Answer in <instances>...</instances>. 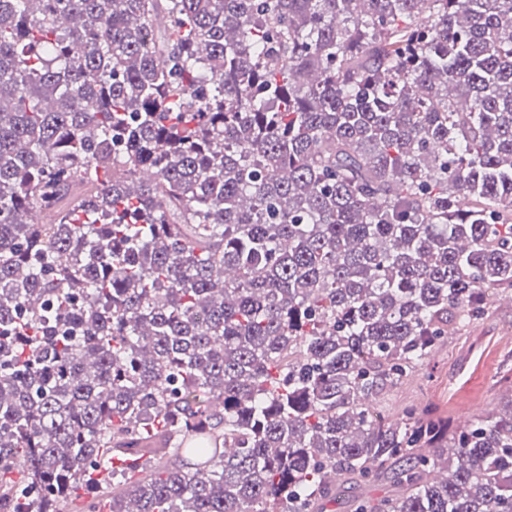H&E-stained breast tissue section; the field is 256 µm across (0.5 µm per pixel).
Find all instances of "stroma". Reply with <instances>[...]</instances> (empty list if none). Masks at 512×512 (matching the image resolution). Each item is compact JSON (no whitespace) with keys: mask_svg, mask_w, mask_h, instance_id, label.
Returning <instances> with one entry per match:
<instances>
[{"mask_svg":"<svg viewBox=\"0 0 512 512\" xmlns=\"http://www.w3.org/2000/svg\"><path fill=\"white\" fill-rule=\"evenodd\" d=\"M512 306L493 305L488 316L449 337L423 369L384 393L378 409L401 417L430 404L457 422L501 408L511 395Z\"/></svg>","mask_w":512,"mask_h":512,"instance_id":"1","label":"stroma"}]
</instances>
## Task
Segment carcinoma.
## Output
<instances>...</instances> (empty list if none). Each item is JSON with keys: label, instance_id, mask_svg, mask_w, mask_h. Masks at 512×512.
Instances as JSON below:
<instances>
[{"label": "carcinoma", "instance_id": "cac0c4a2", "mask_svg": "<svg viewBox=\"0 0 512 512\" xmlns=\"http://www.w3.org/2000/svg\"><path fill=\"white\" fill-rule=\"evenodd\" d=\"M511 294L512 0H0V512H512ZM504 377L512 381V305L495 302L490 314L449 336L423 369L384 393L377 408L400 418L408 407L430 404L451 422L507 402ZM346 492H345V499L342 500H336L335 502L333 499H327L324 502V510L325 512H346L350 509L346 508L345 502L348 499H356L361 497H370L372 499L381 498L384 496H387L389 492L391 491L392 487L389 481L386 479H379L375 482L363 484V483H357V484H351L346 486Z\"/></svg>", "mask_w": 512, "mask_h": 512}]
</instances>
